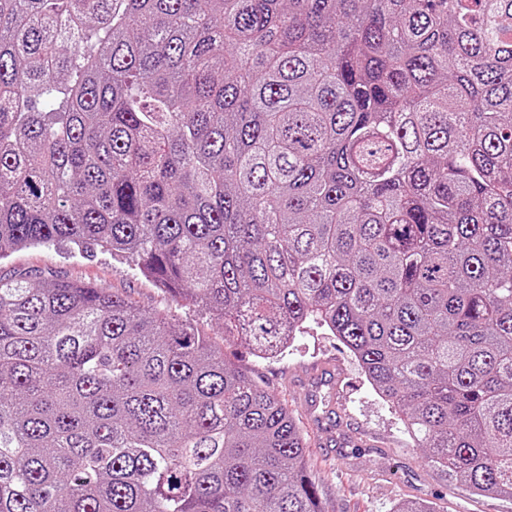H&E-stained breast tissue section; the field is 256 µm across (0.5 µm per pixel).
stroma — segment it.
<instances>
[{
	"label": "stroma",
	"instance_id": "1",
	"mask_svg": "<svg viewBox=\"0 0 512 512\" xmlns=\"http://www.w3.org/2000/svg\"><path fill=\"white\" fill-rule=\"evenodd\" d=\"M0 276L90 282L148 309L167 311L222 347L226 359L254 372L291 409L308 440L310 471L325 512H391L403 500L437 503L441 512H512V500L476 496L425 466L394 412L366 382L336 338L307 328L279 358L258 362L225 341L211 316L173 301L125 260L101 249L31 247L0 260Z\"/></svg>",
	"mask_w": 512,
	"mask_h": 512
}]
</instances>
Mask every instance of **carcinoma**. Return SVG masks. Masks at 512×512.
<instances>
[{"instance_id": "1", "label": "carcinoma", "mask_w": 512, "mask_h": 512, "mask_svg": "<svg viewBox=\"0 0 512 512\" xmlns=\"http://www.w3.org/2000/svg\"><path fill=\"white\" fill-rule=\"evenodd\" d=\"M58 243L257 359L320 327L512 499V0H0V259ZM307 448L191 324L0 277V512H325Z\"/></svg>"}]
</instances>
